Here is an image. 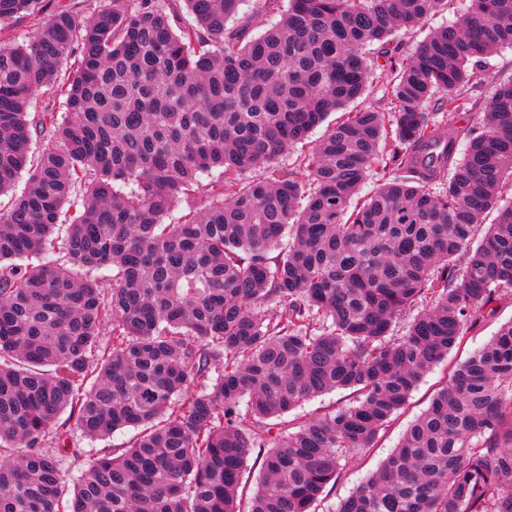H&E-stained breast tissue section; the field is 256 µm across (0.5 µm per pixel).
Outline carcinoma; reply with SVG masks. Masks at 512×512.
I'll use <instances>...</instances> for the list:
<instances>
[{
  "label": "carcinoma",
  "mask_w": 512,
  "mask_h": 512,
  "mask_svg": "<svg viewBox=\"0 0 512 512\" xmlns=\"http://www.w3.org/2000/svg\"><path fill=\"white\" fill-rule=\"evenodd\" d=\"M243 2L101 0L85 21L0 0V31L50 11L0 41V196L28 175L0 211V512H315L512 293V205L481 230L512 179V81L465 89L512 45V0H469L407 57L391 42L446 0ZM375 67L390 112L280 166ZM336 390L352 401L280 428ZM65 411L92 440L137 434L70 479ZM336 512H512V320Z\"/></svg>",
  "instance_id": "1"
}]
</instances>
